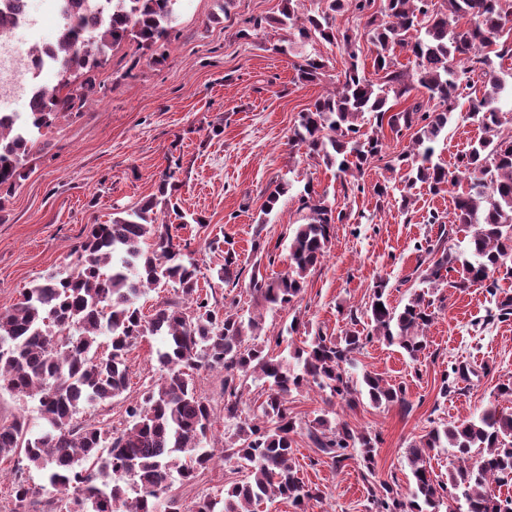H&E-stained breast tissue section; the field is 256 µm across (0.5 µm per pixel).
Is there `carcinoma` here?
<instances>
[{"label":"carcinoma","mask_w":512,"mask_h":512,"mask_svg":"<svg viewBox=\"0 0 512 512\" xmlns=\"http://www.w3.org/2000/svg\"><path fill=\"white\" fill-rule=\"evenodd\" d=\"M179 0H112L110 19L87 30L65 24L53 45L42 54L58 58L57 86L43 88L29 103L24 124L0 120V191L12 192L26 177L24 158L30 139L51 125L60 112L82 108L93 83L80 94L68 91L70 79L102 66L109 53L128 37L151 49L168 42ZM300 0H280L279 15L270 23L285 34L295 30L305 42L340 43L350 63L331 90L299 113L291 142L306 148L330 167L353 179L358 190L365 170L383 159V126L402 135L411 132L407 149L386 167L407 168L408 188L426 184L440 193L467 182L454 197L453 225L466 232L469 253L448 249L449 230L433 213L430 224L441 225L439 237L420 248L425 253L414 271L423 287L411 292L402 309L385 297L387 283L374 291L367 310L372 331L362 334L355 311L347 314L353 328L332 341L313 338L294 350L292 359L269 353L280 337L258 342L261 318L239 313L231 299L220 310L200 293L197 260L183 252L160 220L162 205L182 217L172 202L174 173L164 172L158 195L134 209L115 213L110 224H95L74 251L71 271L50 273L22 293L9 308H0V388L39 397L48 430L29 436L26 423L0 425V459L24 455L29 464L46 470L47 480L67 495L61 512H256L265 501L280 497L307 512L319 490L305 484L293 462L296 420L288 412V394L303 385L329 390L330 396L352 406L367 398L377 407L407 403L406 391L377 374L353 379L354 355L374 340L398 345L412 360L427 349L426 331L433 322L434 288L447 275L460 274L456 287L480 284L493 296L499 282L512 278V112L499 106L504 85L493 69L492 57L512 56V42L500 33L512 21L509 0H318L301 14ZM356 14L362 32L340 30L336 18ZM469 17V28L458 31L449 18ZM374 47V82L358 63V37ZM405 54L402 67L396 52ZM481 65L487 77L482 97L472 101L468 118L483 136L459 158L450 173L433 160L435 143L457 110L463 61ZM325 61L305 54L297 70L314 82L325 75ZM405 103L395 110L389 99ZM374 130L362 131L364 116ZM307 211L306 223L288 238V269L276 277L252 271L247 288L271 309H286L304 292L309 270L324 256L334 225L346 219L326 204L324 195L307 187L298 198ZM242 275L234 249L224 251L217 277L237 286ZM167 285L181 302L165 301L146 316L137 306L146 290ZM193 308L186 313L183 304ZM383 305L379 310L376 305ZM109 338V352L98 354V337ZM167 338L156 360L165 375L144 385L135 404L126 409L128 425L105 428L80 421L79 405L102 404L128 388L127 354L139 340ZM224 371V424L233 440L224 448V461L236 464L242 478L224 497H204L187 506L170 494L168 479L175 471L191 481L215 457L204 446L213 414L198 395L189 372ZM467 365L458 363L441 379L442 397L459 390ZM262 382L265 398L256 409L242 408L236 380ZM307 435L335 463L357 457L363 477L374 475L380 439L353 429L346 421L319 415L307 425ZM449 448L456 465L448 481L437 480L429 452ZM412 486L402 494L387 482L371 491V512H512V499H500L492 485L512 481V413L488 408L469 419L431 426L407 451ZM31 488L23 481L13 488V512H29Z\"/></svg>","instance_id":"1"}]
</instances>
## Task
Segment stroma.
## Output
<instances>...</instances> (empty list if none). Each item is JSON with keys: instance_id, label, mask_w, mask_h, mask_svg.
I'll list each match as a JSON object with an SVG mask.
<instances>
[{"instance_id": "stroma-1", "label": "stroma", "mask_w": 512, "mask_h": 512, "mask_svg": "<svg viewBox=\"0 0 512 512\" xmlns=\"http://www.w3.org/2000/svg\"><path fill=\"white\" fill-rule=\"evenodd\" d=\"M279 5L280 0H233L229 7L224 0H180L168 52L141 49L129 40L91 72L96 92L90 101L80 111L60 113L42 129L25 179L0 196V307L17 303L40 277L70 264L91 225L110 223L117 210L156 194L167 169L175 173L181 207L204 220L177 232L199 263L200 289L216 308H223L231 294L241 314L261 315L263 336H283L280 353L319 334L342 336L347 311L365 312L380 282L388 284L391 305L406 303L409 293L402 282L417 264L415 247L439 232L427 217L433 211L452 217L457 190L434 195L419 184L404 193L400 172L380 161L366 171L360 191L319 158L290 146L299 113L331 88L350 59L342 47L317 44L326 76L302 81L297 56L277 50L272 29L246 31L248 20L277 16ZM479 136L477 126L455 112L435 156L455 169ZM280 182L287 183L288 192L268 222H261L266 196ZM378 183L388 186L386 198L374 194ZM307 186L346 218L336 225L324 258L310 270L300 301L271 310L247 288L255 259L251 245L259 238L275 246L273 264L261 266L264 274L274 277L287 270L288 237L304 218L297 196ZM405 197L410 200L406 206L401 203ZM229 245L243 269L233 289L216 276ZM435 297L428 347L418 361L383 341L367 344L355 356L354 377L371 372L405 386L408 408L377 407L365 399L336 410L337 418L353 428L380 434L375 479L395 483L402 493L412 481L408 446L431 421L465 420L493 403L512 413V400L497 395L498 385L512 383V320L488 322L495 300L477 284L457 288L447 279ZM294 320L300 330L291 335L287 328ZM160 345V337L143 338L127 356L124 396L82 408L79 419L125 427L129 402L144 382L163 374L155 355ZM460 362L470 368L468 381L441 397L442 374ZM193 380L214 409L210 443L223 448V375L201 370ZM294 460L303 481L321 492L308 512H370L357 460L333 464L303 432L295 437ZM18 478L31 488V504L59 497L45 471L0 460V512H12V483ZM237 478L235 464L218 460L192 482L173 478L172 492L188 505L206 495L222 496Z\"/></svg>"}]
</instances>
